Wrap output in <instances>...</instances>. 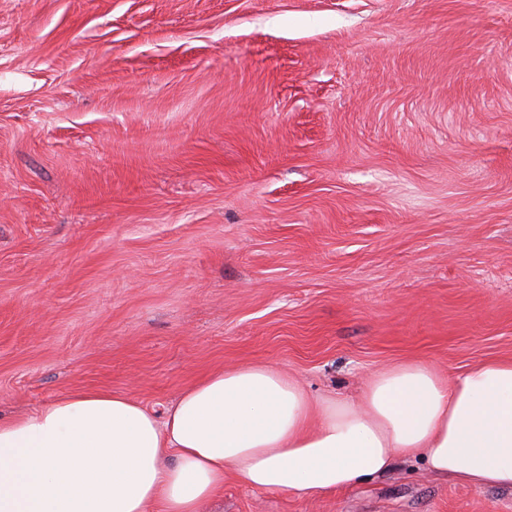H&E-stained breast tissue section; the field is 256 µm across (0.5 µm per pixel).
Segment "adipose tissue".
Segmentation results:
<instances>
[{
    "mask_svg": "<svg viewBox=\"0 0 512 512\" xmlns=\"http://www.w3.org/2000/svg\"><path fill=\"white\" fill-rule=\"evenodd\" d=\"M398 456L457 484L512 489V358L452 377L402 361L353 401L312 397L272 365L227 367L161 420L127 395L75 392L0 419V512H201L228 476L312 500Z\"/></svg>",
    "mask_w": 512,
    "mask_h": 512,
    "instance_id": "adipose-tissue-1",
    "label": "adipose tissue"
}]
</instances>
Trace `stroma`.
Returning a JSON list of instances; mask_svg holds the SVG:
<instances>
[{"label": "stroma", "mask_w": 512, "mask_h": 512, "mask_svg": "<svg viewBox=\"0 0 512 512\" xmlns=\"http://www.w3.org/2000/svg\"><path fill=\"white\" fill-rule=\"evenodd\" d=\"M512 358V0H0V418L164 416L271 364L356 397ZM204 512H512L420 460Z\"/></svg>", "instance_id": "1"}]
</instances>
